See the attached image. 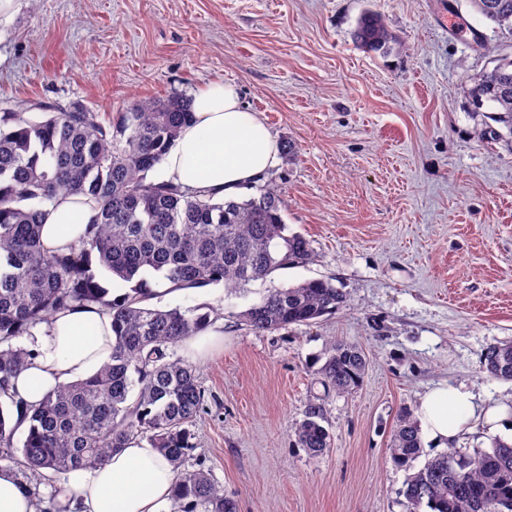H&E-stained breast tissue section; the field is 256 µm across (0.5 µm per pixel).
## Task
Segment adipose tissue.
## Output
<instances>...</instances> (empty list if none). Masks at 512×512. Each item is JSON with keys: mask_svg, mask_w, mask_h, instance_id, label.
<instances>
[{"mask_svg": "<svg viewBox=\"0 0 512 512\" xmlns=\"http://www.w3.org/2000/svg\"><path fill=\"white\" fill-rule=\"evenodd\" d=\"M191 110V121L162 160V181L224 200L263 181L277 164V141L257 114L242 105L232 84L214 82L198 89ZM95 215L94 204L57 197L43 209V243L66 250ZM24 342L35 357L14 386L32 404L58 385L93 375L109 361L112 319L98 308L78 306L57 313ZM416 415L425 440L439 448L452 447L478 426L491 432L512 428L511 406L477 401L464 384L427 391ZM176 479L171 462L148 440H138L105 462L71 474L69 512H160L172 499Z\"/></svg>", "mask_w": 512, "mask_h": 512, "instance_id": "obj_1", "label": "adipose tissue"}]
</instances>
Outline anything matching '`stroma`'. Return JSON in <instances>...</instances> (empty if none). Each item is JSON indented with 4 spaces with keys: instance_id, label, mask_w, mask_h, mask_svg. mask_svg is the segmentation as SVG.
Here are the masks:
<instances>
[{
    "instance_id": "35a3bbf8",
    "label": "stroma",
    "mask_w": 512,
    "mask_h": 512,
    "mask_svg": "<svg viewBox=\"0 0 512 512\" xmlns=\"http://www.w3.org/2000/svg\"><path fill=\"white\" fill-rule=\"evenodd\" d=\"M496 51L448 28L449 2ZM394 42L365 51V10ZM512 58V31L468 0H27L0 43V112L125 111L140 98L234 84L294 157L264 182L312 260L253 282L166 291L161 308L209 307L223 346L193 360L206 391L187 470L204 469L237 512H408L406 473L389 457L402 411L440 385L491 402L512 381L482 372L485 348L512 342V152L478 141L471 75ZM325 279L347 296L312 325L256 333L238 313L266 286ZM360 346L362 384L326 388L316 359ZM321 404L331 446L314 456L294 431Z\"/></svg>"
}]
</instances>
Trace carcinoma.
<instances>
[{"label": "carcinoma", "instance_id": "1", "mask_svg": "<svg viewBox=\"0 0 512 512\" xmlns=\"http://www.w3.org/2000/svg\"><path fill=\"white\" fill-rule=\"evenodd\" d=\"M497 28L512 31V0H469ZM353 38L386 53L392 36L381 16L361 14ZM473 115L484 117L480 140L512 149V59L501 58L472 78ZM192 118L191 99L171 95L137 100L111 116L77 108L33 121L22 112L0 114V395L30 365L18 344L58 311L98 305L112 316V356L95 374L46 392L36 404L11 401L20 418L9 427L0 402V460L16 467L30 493L71 472L98 465L134 441L148 439L177 472V512H236L224 485L201 469L180 471L193 451L189 426L205 393L196 368L174 354L181 342L215 323L221 313L160 309L153 274L172 291L224 285L241 292L273 273L307 262L309 241L288 232L281 200L268 188L247 200L216 201L204 190L156 182L159 165ZM492 120L498 127L487 123ZM60 194L85 197L97 214L83 239L66 252L42 242V207ZM126 287L112 297V283ZM346 296L328 280L270 288L239 315L261 332L312 325L344 307ZM482 370L512 381V343L487 347ZM367 359L353 343H332L319 368L337 393L358 388ZM321 406L312 404L295 428L300 448L319 455L330 447ZM26 425L22 446L16 428ZM422 453L419 429L405 414L389 454L407 471L402 490L409 512H512V444L448 450L414 469Z\"/></svg>", "mask_w": 512, "mask_h": 512}]
</instances>
